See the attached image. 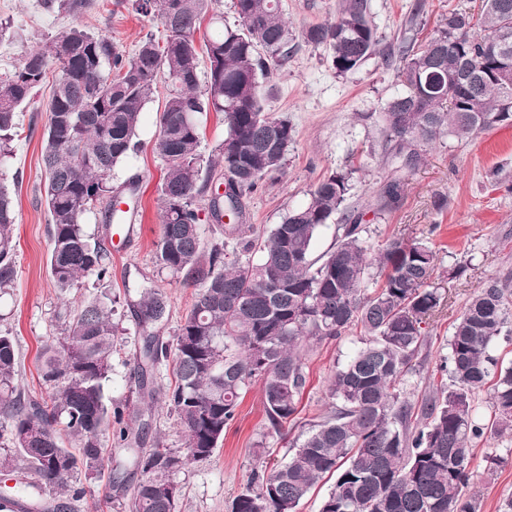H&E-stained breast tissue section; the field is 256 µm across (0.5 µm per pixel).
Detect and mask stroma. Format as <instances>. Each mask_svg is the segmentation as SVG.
Masks as SVG:
<instances>
[{
    "instance_id": "35a3bbf8",
    "label": "stroma",
    "mask_w": 512,
    "mask_h": 512,
    "mask_svg": "<svg viewBox=\"0 0 512 512\" xmlns=\"http://www.w3.org/2000/svg\"><path fill=\"white\" fill-rule=\"evenodd\" d=\"M340 2L282 0L296 52L287 67L273 69L263 78L262 87L268 112L288 118L295 139L282 171L264 179L246 196L240 222L271 230L288 211L307 202L319 180L347 171L352 189L343 208L362 212L371 248L395 238L428 242L438 267L431 285L439 289L443 303L426 326L429 342L416 360L417 368L405 379L410 399L417 400L430 384L447 382L438 367L448 355L451 326L473 292L490 279L512 277V125L484 130L467 143L442 138L425 147L423 161L415 169H398L383 150L379 121L387 102L404 91L395 67L376 56L341 75L323 48L302 37L308 26L333 18ZM412 2L369 0L382 46L403 38L425 43L450 11H481V0H423L422 12L413 19L409 16ZM76 20L109 36L129 54L146 34L163 33L159 20L137 15L126 0H95L94 7L77 19L43 11L40 0H0V22L10 25L0 37V73L13 70L26 49ZM52 86V81L43 82L31 103L19 112L20 135L13 143L12 157L0 169V179L13 198L18 237V275L11 296L0 300V310L8 314L0 325L18 340L19 387L39 396L47 394L48 388L39 373L38 352L47 339L58 335L57 315L65 309L49 274L50 241L39 193L43 178L39 129L46 120L42 103L51 95ZM163 105L160 93L146 105L137 136L140 148L119 171L120 182L138 186L139 214L130 235H108L109 292L118 298L114 321L119 327L120 350L113 357L106 398L134 410L141 406V394L154 392L153 408L145 414L149 435L167 447L181 448L186 436L169 414L164 397L172 382V365L165 360L148 376L135 373L140 347L138 298L125 293L127 285L142 279L160 289L168 307L155 332L168 343L195 296L194 288L159 271L154 262L160 232L157 188L164 174L154 143ZM395 177L404 182L402 197L395 206L382 207L381 190ZM360 345L355 332L311 345L299 412L282 433H275L268 424L261 382L251 383L212 457L189 463L177 474L182 491L180 512H229L253 470L286 460L292 444L323 414L336 368ZM474 446L469 489L478 494L481 512H498L501 501L512 497V435H485L475 439ZM489 454L501 459L492 472L484 461ZM75 484L85 493L80 500L68 501L66 512H129L127 498L111 491L108 477L81 475Z\"/></svg>"
}]
</instances>
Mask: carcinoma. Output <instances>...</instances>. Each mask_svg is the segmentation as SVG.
<instances>
[{
  "instance_id": "1",
  "label": "carcinoma",
  "mask_w": 512,
  "mask_h": 512,
  "mask_svg": "<svg viewBox=\"0 0 512 512\" xmlns=\"http://www.w3.org/2000/svg\"><path fill=\"white\" fill-rule=\"evenodd\" d=\"M130 0L144 17L159 18L164 45L151 35L126 54L106 35L76 23L24 53L15 70L0 74V164L12 156L17 109L31 100L51 56H65L46 105L41 160L54 288L67 295L85 279L107 287L110 253L90 231L87 214L104 205L107 222H121V193L112 181L137 148L141 113L159 80L168 87L158 119L155 149L164 164L159 185L161 229L155 244L157 268L196 288L175 344L148 336L144 360L155 367L172 358L175 384L168 406L187 437L186 448L164 447L160 439L141 448L135 416L105 396L118 330L114 300L101 293L81 300L64 316L62 337L40 352V375L50 390L36 397L16 383L18 342L0 330V442L22 462L37 489L53 498L83 489L74 473L98 476L108 467L105 438L127 447L140 479L130 490L131 512H178L181 492L162 493L190 461L210 458L224 428L233 421L241 392L262 383L267 419L278 432L294 420L307 382L306 352L312 343L337 339L358 328L363 346L336 369L328 386V410L288 459L256 470L234 498L231 512H297L322 478L334 482L319 512H480L468 491L475 457L473 440L512 434V364L491 354L496 339L512 333V290L494 279L474 292L452 325L442 369L449 384L429 389L415 403L401 384L427 345L425 324L442 304L430 287L437 264L424 242L393 239L369 257L364 227L341 212L350 176L336 173L310 190L265 235L239 224L242 199L284 165L295 130L285 117L270 115L258 75L288 65L293 57L280 0H233L241 28H225L207 41V85L199 89L195 34L206 14L224 24L216 0ZM48 11L76 17L93 0H41ZM512 30V0H483L481 18L453 12L425 44L400 41L379 48L369 0H344L336 17L303 32L326 48L336 72L346 74L374 56L399 62L406 91L391 99L382 121L385 142L401 168L421 161L420 147L444 135L468 142L493 126L512 124V87L496 77L503 47L499 33ZM224 114L227 135L217 155L199 152L200 116ZM228 176L224 194H214L200 218L197 202L210 174ZM403 184L382 189L383 206L400 200ZM341 215L334 246L312 257L320 228ZM216 225L204 248L202 224ZM16 214L0 185V297L17 277ZM139 323L164 318L166 300L140 284ZM492 384L493 415L476 422L473 401Z\"/></svg>"
}]
</instances>
